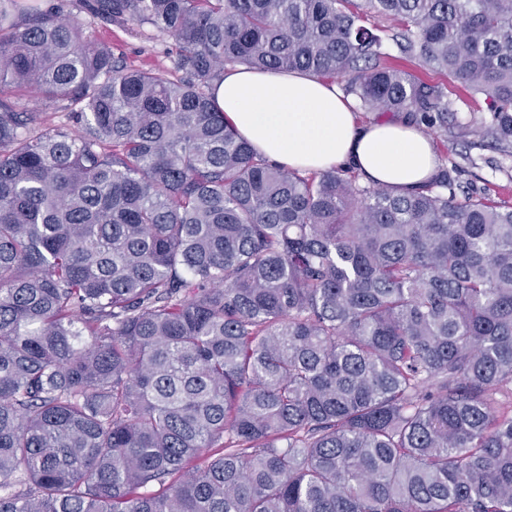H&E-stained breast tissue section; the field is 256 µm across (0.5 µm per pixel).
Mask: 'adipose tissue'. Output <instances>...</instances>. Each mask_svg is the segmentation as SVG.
<instances>
[{"label":"adipose tissue","mask_w":512,"mask_h":512,"mask_svg":"<svg viewBox=\"0 0 512 512\" xmlns=\"http://www.w3.org/2000/svg\"><path fill=\"white\" fill-rule=\"evenodd\" d=\"M225 121L259 154L300 171L341 164L395 192L422 187L437 169L435 147L418 126L361 122L336 82L305 72L239 67L215 84Z\"/></svg>","instance_id":"obj_1"}]
</instances>
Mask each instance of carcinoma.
Listing matches in <instances>:
<instances>
[{"label":"carcinoma","instance_id":"1","mask_svg":"<svg viewBox=\"0 0 512 512\" xmlns=\"http://www.w3.org/2000/svg\"><path fill=\"white\" fill-rule=\"evenodd\" d=\"M84 6L185 77L0 0V512H512V204L459 198L457 163L404 195L280 166L213 95L305 71L507 152L512 0ZM424 77L433 83L446 87L448 100L453 102V108L461 113V115L469 117V112H482L475 102L461 95L460 91L455 87V84H453L443 72L426 71ZM19 108L23 112L38 111L41 114V120L47 125L74 126L73 120L68 116L67 111L60 108H47L43 103L39 104L35 97L28 96L27 93L19 92Z\"/></svg>","mask_w":512,"mask_h":512}]
</instances>
